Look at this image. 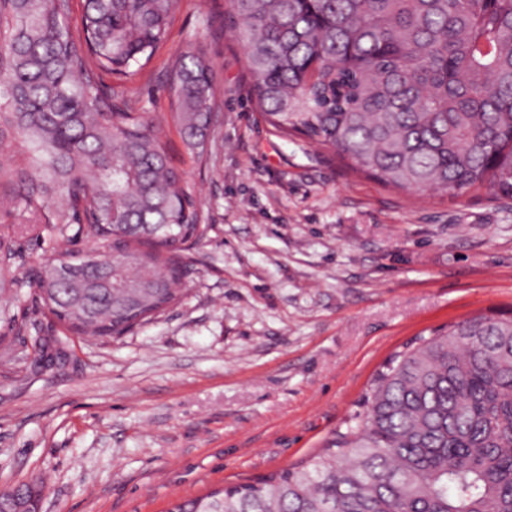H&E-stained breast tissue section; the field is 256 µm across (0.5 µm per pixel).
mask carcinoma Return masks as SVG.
Wrapping results in <instances>:
<instances>
[{
  "mask_svg": "<svg viewBox=\"0 0 512 512\" xmlns=\"http://www.w3.org/2000/svg\"><path fill=\"white\" fill-rule=\"evenodd\" d=\"M0 0V156L9 200L70 245L34 271L31 314L124 335L181 300L207 230L161 127L102 75H134L177 0ZM261 116L386 186L512 199V0H230ZM170 117L202 165L219 89L195 47ZM0 226V293L13 275ZM85 248L79 249L77 245ZM313 460L180 500L169 512H512V317L418 336L382 365Z\"/></svg>",
  "mask_w": 512,
  "mask_h": 512,
  "instance_id": "1",
  "label": "carcinoma"
}]
</instances>
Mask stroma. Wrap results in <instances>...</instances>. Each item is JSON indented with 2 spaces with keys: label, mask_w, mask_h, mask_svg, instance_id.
Here are the masks:
<instances>
[{
  "label": "stroma",
  "mask_w": 512,
  "mask_h": 512,
  "mask_svg": "<svg viewBox=\"0 0 512 512\" xmlns=\"http://www.w3.org/2000/svg\"><path fill=\"white\" fill-rule=\"evenodd\" d=\"M229 0H179L152 62L112 86L164 122L168 157L208 229L182 301L118 338L71 335L0 307L23 331L0 355V492L41 484V512H168L317 456L382 363L421 334L512 315V200L448 199L354 171L259 116ZM220 89L208 169L167 124L189 46ZM19 269L55 262L19 235Z\"/></svg>",
  "instance_id": "35a3bbf8"
}]
</instances>
